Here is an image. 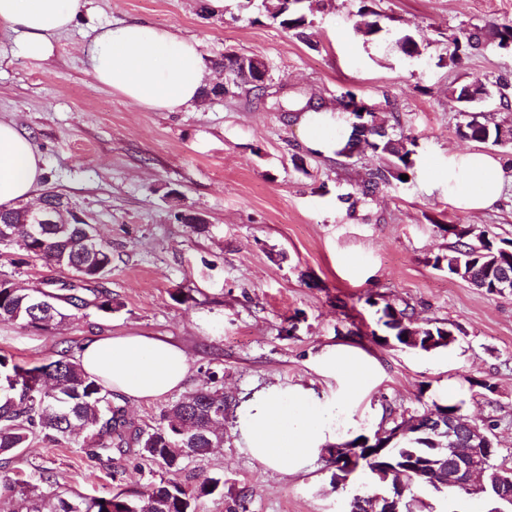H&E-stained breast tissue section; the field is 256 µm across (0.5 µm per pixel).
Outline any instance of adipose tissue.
Returning <instances> with one entry per match:
<instances>
[{"label": "adipose tissue", "mask_w": 512, "mask_h": 512, "mask_svg": "<svg viewBox=\"0 0 512 512\" xmlns=\"http://www.w3.org/2000/svg\"><path fill=\"white\" fill-rule=\"evenodd\" d=\"M87 0H0V26L14 35L16 54L45 59L55 40L70 30ZM95 81L140 107L173 112L200 99L207 70L195 41L145 22L120 21L95 28L81 47ZM331 112L300 117L305 144L333 154L346 144L331 138ZM44 176L43 160L28 137L0 120V207L33 199ZM456 207L483 211L499 203L505 181L500 158L482 152L449 154L443 172ZM83 370L132 402L155 400L180 390L190 372L186 353L169 342L140 335L100 336L78 350ZM328 367L345 386L343 399L322 403L314 389L271 385L240 402L236 428L244 448L264 465L304 471L336 439L334 419L346 403L370 386L374 368L364 358L335 353Z\"/></svg>", "instance_id": "adipose-tissue-1"}]
</instances>
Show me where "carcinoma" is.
<instances>
[{
	"instance_id": "1",
	"label": "carcinoma",
	"mask_w": 512,
	"mask_h": 512,
	"mask_svg": "<svg viewBox=\"0 0 512 512\" xmlns=\"http://www.w3.org/2000/svg\"><path fill=\"white\" fill-rule=\"evenodd\" d=\"M358 13L366 18L358 30L368 41L376 39L383 30L384 15L374 10V0H360ZM320 0H279L277 8L268 11V18L279 22L284 29L311 47H317L309 32L311 21L307 14L319 9ZM395 47L403 56L413 59L421 55L418 43L405 34L395 40ZM492 49L512 55V18L496 19L482 27L460 26L448 30V65L458 67L465 57ZM512 79L506 74L492 78H474L449 87L451 95L460 103V120L456 125L459 137L492 146H512V125L498 122L494 113L485 111L489 105L498 110L512 106L509 90ZM354 121L341 154L350 157L360 143L381 155L387 164L370 170L357 185L356 192L364 197L377 191L404 183L401 176L413 168L417 137L397 131V117L373 107L361 115L352 111ZM32 221L26 206L0 209V246L15 244L28 257L83 274L97 280L112 270V253L108 246L92 244L87 233L89 224H41L35 236L27 228ZM469 231L453 233L455 246L448 253V274L459 276L488 294L495 293L494 285L501 279L512 282V261L492 268L499 250L512 243L510 239L481 236L473 244L466 239ZM93 301L75 288L66 303L80 309L90 304L104 313L112 312V296L95 288L89 289ZM63 316L51 298L40 295L36 289L14 288L4 279L0 281V322L22 323L43 328ZM388 337L401 343V337L411 336L421 329L422 336H446L462 333L450 322L420 325L404 307L389 305L380 317ZM224 417V388L202 387L172 401L164 409L159 425L135 433L141 459L165 470H182L187 464L209 454L214 443L224 441V433L212 428L211 421ZM76 428L86 432L83 447L94 457L111 448L126 444L131 423L124 409L112 403V394L100 381L88 375L76 360L65 354L47 364L25 367L10 362L0 355V455L17 456L34 434L58 442ZM376 457V467L370 471L379 484L393 483L392 470L401 472L404 488L424 489V472L429 466L448 455L446 436L429 435V430L413 432L393 443L392 448H370ZM224 491V478L194 475L192 483L163 481L150 483L133 494L122 491L99 497L79 494L54 495L56 503L46 508L43 495L23 500L22 512H196L197 501Z\"/></svg>"
}]
</instances>
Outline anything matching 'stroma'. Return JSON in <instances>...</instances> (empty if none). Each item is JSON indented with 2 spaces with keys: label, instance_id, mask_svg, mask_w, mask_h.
<instances>
[{
  "label": "stroma",
  "instance_id": "1",
  "mask_svg": "<svg viewBox=\"0 0 512 512\" xmlns=\"http://www.w3.org/2000/svg\"><path fill=\"white\" fill-rule=\"evenodd\" d=\"M261 3L225 0L213 15L204 0H91L44 60L16 55L0 32V120L15 123L40 152L42 190L62 195L110 246L103 287L113 303L112 313L76 309L46 330L0 322V354L39 365L93 336H155L187 353L184 391L208 385L214 373L235 406L270 384L302 385L336 401L342 384L322 359L346 346L372 359L375 381L337 416V440L374 433L386 413L419 414L451 399L464 417L495 420L493 462L512 468V295L477 290L445 264L448 225L512 239V201L462 211L440 175L450 153L481 148L457 136L449 85L512 72V57L492 51L448 67L443 34L512 16V0H375L388 20L373 41L357 30L358 0H323L310 45L259 18ZM132 20L195 40L208 66L228 52L262 59L270 74L264 94L242 89L160 112L113 93L87 72L80 46L92 28ZM403 32L420 44L421 58L400 57ZM347 89L396 112L401 130L418 139L408 183L353 205L341 195L382 158L312 153L298 119L281 109L311 98L337 111ZM172 191L206 218L205 230L174 219ZM4 278L60 296L72 280L15 246L0 247ZM387 305L412 308L422 324L454 322L462 334L432 353L382 343L379 310ZM81 440L34 436L11 462L0 461V475L22 480L42 470L48 479L39 492L88 497L160 480L186 484L194 470L223 476V493L200 500L198 512H346L354 495L375 489L360 472L332 484L322 456L297 474L264 466L241 446L231 414L223 447L185 470L143 461L132 442L95 459Z\"/></svg>",
  "mask_w": 512,
  "mask_h": 512
}]
</instances>
